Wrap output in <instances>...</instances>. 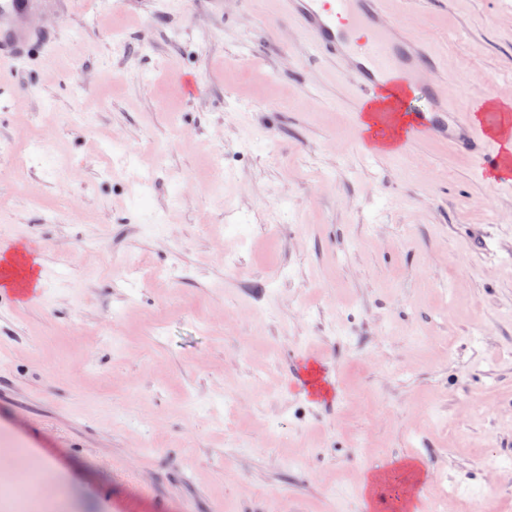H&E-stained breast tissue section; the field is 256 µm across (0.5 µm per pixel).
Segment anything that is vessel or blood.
Wrapping results in <instances>:
<instances>
[{"label": "vessel or blood", "mask_w": 512, "mask_h": 512, "mask_svg": "<svg viewBox=\"0 0 512 512\" xmlns=\"http://www.w3.org/2000/svg\"><path fill=\"white\" fill-rule=\"evenodd\" d=\"M56 0H0V70L27 59L34 48L50 47L52 31L32 25L34 15L50 10ZM389 0H277V14L308 40L318 56L346 71L363 106L369 94L401 81L419 92L428 109L420 113L415 135H442L455 140L456 128H464L469 143L482 138L468 128L460 110L448 102L438 84L429 80L436 57L421 40L398 26L382 21Z\"/></svg>", "instance_id": "b4317fda"}]
</instances>
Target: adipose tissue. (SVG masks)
I'll list each match as a JSON object with an SVG mask.
<instances>
[{"label":"adipose tissue","instance_id":"ef3b65f1","mask_svg":"<svg viewBox=\"0 0 512 512\" xmlns=\"http://www.w3.org/2000/svg\"><path fill=\"white\" fill-rule=\"evenodd\" d=\"M402 87L384 89L372 99L363 111L360 127L373 147L381 151L393 150L401 134L414 118L409 108H397V100L405 97Z\"/></svg>","mask_w":512,"mask_h":512}]
</instances>
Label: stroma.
<instances>
[{
	"label": "stroma",
	"instance_id": "stroma-1",
	"mask_svg": "<svg viewBox=\"0 0 512 512\" xmlns=\"http://www.w3.org/2000/svg\"><path fill=\"white\" fill-rule=\"evenodd\" d=\"M274 14L69 0L53 52L0 72V257L40 275L0 289V462L55 512H512V179L434 135L371 154ZM388 18L500 153L512 0Z\"/></svg>",
	"mask_w": 512,
	"mask_h": 512
}]
</instances>
